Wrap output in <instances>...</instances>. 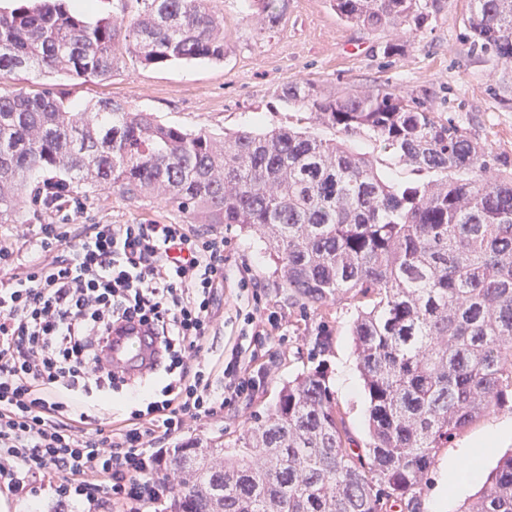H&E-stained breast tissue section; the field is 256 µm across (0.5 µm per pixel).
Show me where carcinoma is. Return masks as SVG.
Wrapping results in <instances>:
<instances>
[{"label":"carcinoma","mask_w":512,"mask_h":512,"mask_svg":"<svg viewBox=\"0 0 512 512\" xmlns=\"http://www.w3.org/2000/svg\"><path fill=\"white\" fill-rule=\"evenodd\" d=\"M69 0L0 7V72L39 67L104 77L144 66L224 61V18L209 0H118L88 21ZM288 0H255L276 23ZM345 22L417 29L419 0H331ZM470 49L512 65V0H471ZM327 140L286 128L217 135L166 124L110 98L81 108L45 88L0 93V224L36 202L109 184L192 221L269 245L281 287L302 308L348 302L371 441L353 440L318 366L288 382L230 448L178 447L163 512H421L441 448L512 398V160L401 93L324 97L282 89ZM380 145L425 176L397 184L346 139ZM459 512H512V453Z\"/></svg>","instance_id":"1"}]
</instances>
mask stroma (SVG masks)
Wrapping results in <instances>:
<instances>
[{
	"mask_svg": "<svg viewBox=\"0 0 512 512\" xmlns=\"http://www.w3.org/2000/svg\"><path fill=\"white\" fill-rule=\"evenodd\" d=\"M210 6L224 19L223 62L192 60L144 67L125 60L109 76L86 81L34 68L5 71L0 73V93L50 87L78 105L109 98L191 131L309 128L332 139L335 131L315 125L308 108L282 98L284 84L311 81L327 97L368 89L395 91L468 127L493 153L512 157V108L503 107L498 98L503 64L470 51L463 26L469 0H437L420 30L389 28L375 33L341 21L330 0H288L283 17L272 26L252 20V0H210ZM393 42L400 44V51L385 52V45ZM77 200L87 224L185 221L164 202L131 201L99 187L79 194ZM192 230L224 241L226 281L218 302L224 327L214 346L228 350L241 341L244 323L236 319L234 305L236 281L246 272L260 284V307L276 312L280 327L254 351L250 374L255 388L250 397L194 424L179 439L162 440V447L197 441L233 443L251 425L254 414L276 401L284 383L313 369L320 359L327 364L331 389L355 447H365L369 400L351 336L354 308L335 303L322 314L303 310L281 288L264 243L221 224H196ZM511 422V410L487 413L441 449L421 490L422 499L430 500L439 490L444 466L461 448Z\"/></svg>",
	"mask_w": 512,
	"mask_h": 512,
	"instance_id": "obj_1",
	"label": "stroma"
}]
</instances>
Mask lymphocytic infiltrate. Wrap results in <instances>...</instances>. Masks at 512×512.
I'll return each mask as SVG.
<instances>
[{
  "label": "lymphocytic infiltrate",
  "instance_id": "f902f5d3",
  "mask_svg": "<svg viewBox=\"0 0 512 512\" xmlns=\"http://www.w3.org/2000/svg\"><path fill=\"white\" fill-rule=\"evenodd\" d=\"M82 212L41 225L28 263L0 275V491L48 479L60 501L144 512L165 491L151 477L155 443L247 397L254 380L238 346L221 374L211 367L223 242L182 224L76 223ZM131 320L154 327L164 350L134 380L100 358L113 324ZM93 392L107 410L119 395L141 407L106 432L76 410Z\"/></svg>",
  "mask_w": 512,
  "mask_h": 512
}]
</instances>
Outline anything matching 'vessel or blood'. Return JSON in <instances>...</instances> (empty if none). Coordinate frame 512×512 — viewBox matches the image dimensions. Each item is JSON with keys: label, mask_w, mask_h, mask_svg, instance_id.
<instances>
[{"label": "vessel or blood", "mask_w": 512, "mask_h": 512, "mask_svg": "<svg viewBox=\"0 0 512 512\" xmlns=\"http://www.w3.org/2000/svg\"><path fill=\"white\" fill-rule=\"evenodd\" d=\"M102 357L114 373L133 379L156 368L162 360V350L148 325L120 322L113 326Z\"/></svg>", "instance_id": "vessel-or-blood-1"}]
</instances>
